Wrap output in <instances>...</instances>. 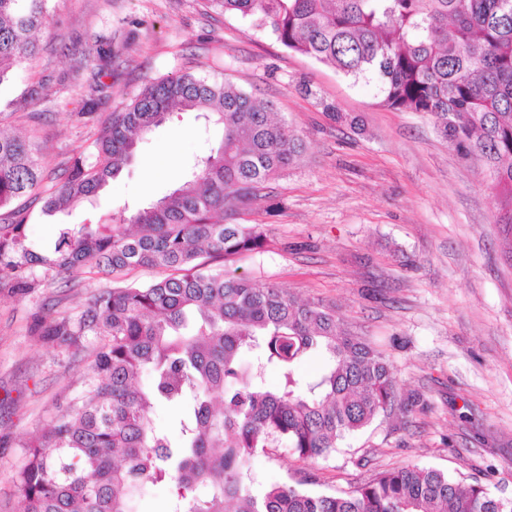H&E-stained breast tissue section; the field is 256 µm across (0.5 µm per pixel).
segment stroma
I'll use <instances>...</instances> for the list:
<instances>
[{
  "instance_id": "stroma-1",
  "label": "stroma",
  "mask_w": 512,
  "mask_h": 512,
  "mask_svg": "<svg viewBox=\"0 0 512 512\" xmlns=\"http://www.w3.org/2000/svg\"><path fill=\"white\" fill-rule=\"evenodd\" d=\"M50 10L39 54L0 86V132L36 131L43 188L90 156L102 121L147 81L184 70L272 102L306 144L269 198L235 217L260 225L268 248L227 269L332 306L343 330L385 356L396 396L326 458L302 460L283 444L256 454L257 483L309 474L315 491L333 493L418 464L512 498V238L483 166L461 158L432 117L383 105L374 81L346 78L204 0H52ZM105 50L112 58L101 71L93 62ZM94 83L104 92L86 101L81 88ZM335 109L360 125L337 124ZM221 138L195 113L173 115L92 201L52 217L31 204L28 244L53 249L59 224L162 197ZM38 280L0 288V512L18 509L23 441L81 390L97 343L51 342L41 328L77 315L107 285L85 269Z\"/></svg>"
}]
</instances>
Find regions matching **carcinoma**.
<instances>
[{
	"mask_svg": "<svg viewBox=\"0 0 512 512\" xmlns=\"http://www.w3.org/2000/svg\"><path fill=\"white\" fill-rule=\"evenodd\" d=\"M207 2L348 78L376 81L385 106L431 116L462 157L483 165L499 211L512 213V0ZM49 3L0 0V86L39 53L34 34ZM175 111L221 128L218 148L128 217L59 225L45 254L26 244L27 215L12 207L38 187L41 164L21 139L0 134V283L34 288L38 266L113 278L170 271L108 288L77 318L44 327L63 343L99 342L83 392L24 444L14 476L20 512H138L146 487L165 480L168 512H512V499L414 464L343 494L312 492L307 477L253 487L257 451L282 441L305 460L336 451L391 403L396 377L380 353L340 330L332 309L224 272L269 245L259 225L231 217L265 199L267 184L305 151L269 103L231 83L188 72L146 83L101 131L95 160L75 159L43 198V214L96 196ZM311 355L325 366L303 377L298 366ZM270 369L276 389L266 385ZM159 404L181 410L179 437L155 422Z\"/></svg>",
	"mask_w": 512,
	"mask_h": 512,
	"instance_id": "1",
	"label": "carcinoma"
}]
</instances>
